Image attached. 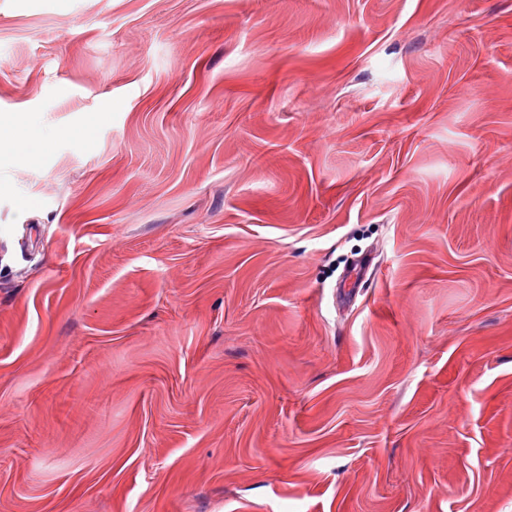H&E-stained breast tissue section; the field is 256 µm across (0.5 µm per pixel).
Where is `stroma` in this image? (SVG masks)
<instances>
[{
  "instance_id": "obj_1",
  "label": "stroma",
  "mask_w": 512,
  "mask_h": 512,
  "mask_svg": "<svg viewBox=\"0 0 512 512\" xmlns=\"http://www.w3.org/2000/svg\"><path fill=\"white\" fill-rule=\"evenodd\" d=\"M13 113L0 512H512V0H0ZM29 117L0 116V146L1 140H7L19 153L34 162L42 153L43 144L31 140L25 134Z\"/></svg>"
}]
</instances>
